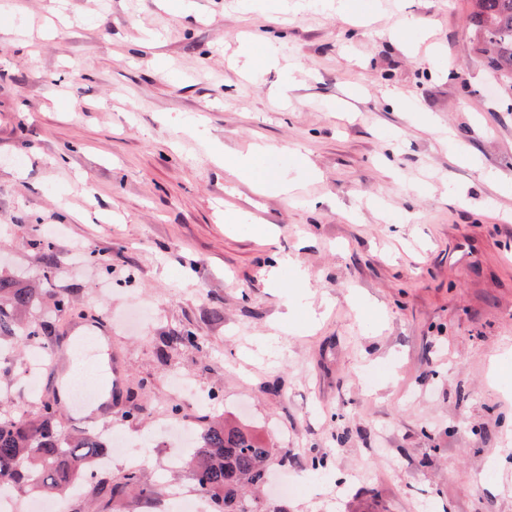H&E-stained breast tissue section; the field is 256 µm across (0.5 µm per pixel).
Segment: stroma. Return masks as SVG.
<instances>
[{
    "instance_id": "35a3bbf8",
    "label": "stroma",
    "mask_w": 512,
    "mask_h": 512,
    "mask_svg": "<svg viewBox=\"0 0 512 512\" xmlns=\"http://www.w3.org/2000/svg\"><path fill=\"white\" fill-rule=\"evenodd\" d=\"M467 7L0 0V267L42 282L59 225L72 306L39 395L65 430L124 423L162 483V423L239 418L278 450L270 482H310L283 512H512V90ZM279 254L298 269L274 288ZM26 362L0 353L24 409Z\"/></svg>"
}]
</instances>
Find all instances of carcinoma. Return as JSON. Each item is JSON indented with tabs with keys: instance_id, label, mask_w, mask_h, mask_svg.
Here are the masks:
<instances>
[{
	"instance_id": "cac0c4a2",
	"label": "carcinoma",
	"mask_w": 512,
	"mask_h": 512,
	"mask_svg": "<svg viewBox=\"0 0 512 512\" xmlns=\"http://www.w3.org/2000/svg\"><path fill=\"white\" fill-rule=\"evenodd\" d=\"M470 24L477 49L499 81L512 88V0H469ZM45 280L58 274L49 241H42ZM52 299L54 316L70 309L68 293L29 288L0 274V339L26 348L55 329L53 316L38 323L26 320L41 293ZM104 439L94 432L65 433L56 402L39 399L31 411L0 406V487L56 494L79 481L92 482L101 512H132L131 493L144 497L151 483L146 473L126 471L119 478L94 475V461L105 454ZM276 449L244 424L200 420L192 456L185 468L193 483L215 505L214 512H260L259 492L266 483Z\"/></svg>"
}]
</instances>
